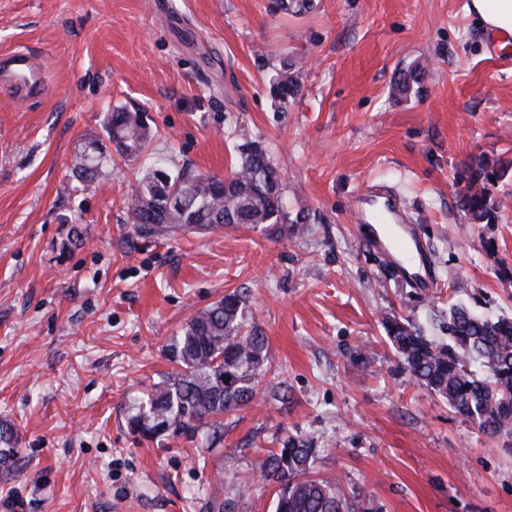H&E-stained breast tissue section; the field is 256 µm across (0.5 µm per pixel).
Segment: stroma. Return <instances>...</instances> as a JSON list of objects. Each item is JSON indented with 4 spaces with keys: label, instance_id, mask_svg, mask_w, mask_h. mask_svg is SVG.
Wrapping results in <instances>:
<instances>
[{
    "label": "stroma",
    "instance_id": "obj_1",
    "mask_svg": "<svg viewBox=\"0 0 512 512\" xmlns=\"http://www.w3.org/2000/svg\"><path fill=\"white\" fill-rule=\"evenodd\" d=\"M468 0H0V55L33 54L41 99L0 87V420L23 468L0 512H273L258 465L284 433L313 438L317 475L381 512H512V438L489 437L399 367L382 321L443 338L454 305L512 317V173L490 224L462 210L458 172L512 160V43ZM289 72L298 96L279 102ZM409 77L405 91L398 78ZM144 113L148 152L224 176L259 142L284 173L283 236L240 227L142 241L125 202L149 166L113 155L71 177L109 108ZM402 192L438 286H402L366 247L358 192ZM81 245L63 249L71 226ZM243 292L272 366L224 418L217 447L146 442L124 407L172 368L198 311Z\"/></svg>",
    "mask_w": 512,
    "mask_h": 512
}]
</instances>
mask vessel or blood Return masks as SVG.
I'll list each match as a JSON object with an SVG mask.
<instances>
[{"label": "vessel or blood", "instance_id": "1", "mask_svg": "<svg viewBox=\"0 0 512 512\" xmlns=\"http://www.w3.org/2000/svg\"><path fill=\"white\" fill-rule=\"evenodd\" d=\"M0 81L27 99L42 95L46 85L43 69L30 53L21 50L0 58ZM355 207L358 221L371 226L369 246L389 257L396 278L422 292H434L437 282L430 272L429 257L414 225L403 221L402 197L387 185L373 183L358 196Z\"/></svg>", "mask_w": 512, "mask_h": 512}]
</instances>
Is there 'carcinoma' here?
Masks as SVG:
<instances>
[{"label":"carcinoma","mask_w":512,"mask_h":512,"mask_svg":"<svg viewBox=\"0 0 512 512\" xmlns=\"http://www.w3.org/2000/svg\"><path fill=\"white\" fill-rule=\"evenodd\" d=\"M274 97L284 101L300 92L288 74L275 78ZM104 131L116 151L137 158L149 144L148 127L139 111L115 107ZM105 160L103 143L89 139L73 167L82 182L94 180ZM508 165L480 159L457 179L467 183L463 209L477 223H491L496 206L487 183L507 176ZM132 234L149 239L181 229L265 225L272 235L301 223L285 202L281 175L255 142L238 147L231 173L219 178L183 166L153 165L128 203ZM246 298L227 293L199 311L168 344L172 372L126 408L127 427L147 441L162 436L190 438L207 432L210 443L224 437V415L239 411L257 397L258 379L271 367L266 339L248 327ZM399 366L416 381L448 400L449 406L490 437L512 436V318L489 320L462 306L448 310L443 330L448 342L396 318L385 320ZM230 381H224V378ZM16 431L0 422V471L19 466ZM318 449L310 437L286 434L259 465L262 481L275 485V512H379L362 491L346 494L339 481L314 475Z\"/></svg>","instance_id":"cac0c4a2"}]
</instances>
